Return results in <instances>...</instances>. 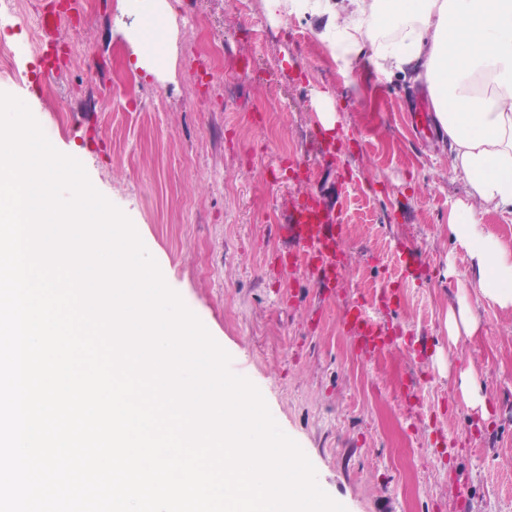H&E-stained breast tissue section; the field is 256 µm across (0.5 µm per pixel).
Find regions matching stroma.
Wrapping results in <instances>:
<instances>
[{"label": "stroma", "instance_id": "35a3bbf8", "mask_svg": "<svg viewBox=\"0 0 512 512\" xmlns=\"http://www.w3.org/2000/svg\"><path fill=\"white\" fill-rule=\"evenodd\" d=\"M172 60L150 74L118 21V0H85L73 53L42 95L29 0L0 6V93L21 100L51 144L81 162L92 186L132 223L166 285L262 394L347 512H512V312L469 296L477 336L445 327L464 254L448 210L465 189L435 143L433 111L411 69L346 64L314 16H272L265 0H166ZM334 112L336 152L297 180ZM92 125L98 149L75 130ZM339 198L348 266L340 288L310 267L282 270L275 231L291 196ZM410 242L426 279L396 261ZM394 302L377 308L381 291ZM425 337L417 360L370 365L341 327L345 306ZM476 367L491 406L468 408L460 374ZM463 499L450 496L452 487Z\"/></svg>", "mask_w": 512, "mask_h": 512}]
</instances>
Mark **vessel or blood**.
<instances>
[{
	"label": "vessel or blood",
	"instance_id": "obj_1",
	"mask_svg": "<svg viewBox=\"0 0 512 512\" xmlns=\"http://www.w3.org/2000/svg\"><path fill=\"white\" fill-rule=\"evenodd\" d=\"M58 20V14L51 11L42 18L41 28L45 37L38 46V66L28 80L31 91L36 93L43 91L54 74L51 59L56 45L53 33L58 28ZM277 232L290 240L292 256L304 257L308 263L318 265L323 273V287L335 288L342 283L345 226L322 196L309 191L297 198L287 223L278 225ZM397 256L406 277L418 280L425 275L426 269L413 248H401ZM342 328L355 342L360 356L367 361L404 348L418 356L423 353L418 339L403 336L396 329L381 324L369 314L365 303L359 300L346 306Z\"/></svg>",
	"mask_w": 512,
	"mask_h": 512
}]
</instances>
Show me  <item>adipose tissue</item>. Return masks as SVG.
I'll return each instance as SVG.
<instances>
[{"label":"adipose tissue","mask_w":512,"mask_h":512,"mask_svg":"<svg viewBox=\"0 0 512 512\" xmlns=\"http://www.w3.org/2000/svg\"><path fill=\"white\" fill-rule=\"evenodd\" d=\"M271 13H310L337 58L371 50L377 70L415 65L434 123L448 146L467 199L448 211V230L464 250L477 298L512 311V245L486 229L512 215V0H267ZM390 39L366 46L372 27ZM130 38L136 64L155 71L170 46L168 17L145 7Z\"/></svg>","instance_id":"1"}]
</instances>
